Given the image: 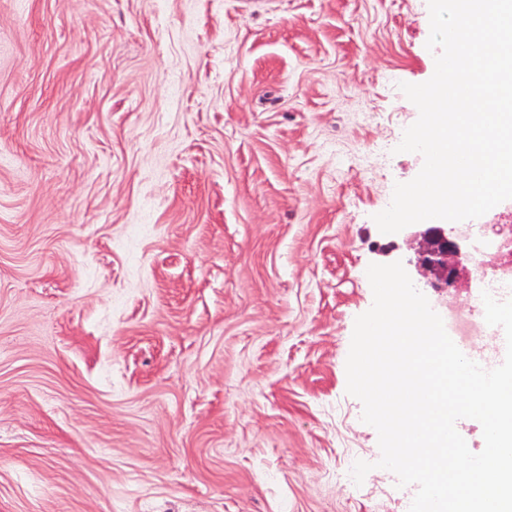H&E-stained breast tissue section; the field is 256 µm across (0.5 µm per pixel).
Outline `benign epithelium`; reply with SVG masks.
<instances>
[{
	"label": "benign epithelium",
	"mask_w": 512,
	"mask_h": 512,
	"mask_svg": "<svg viewBox=\"0 0 512 512\" xmlns=\"http://www.w3.org/2000/svg\"><path fill=\"white\" fill-rule=\"evenodd\" d=\"M418 262L433 276L434 288H456L468 277L459 244L439 226L430 227L424 234Z\"/></svg>",
	"instance_id": "benign-epithelium-1"
}]
</instances>
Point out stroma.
<instances>
[{
  "mask_svg": "<svg viewBox=\"0 0 512 512\" xmlns=\"http://www.w3.org/2000/svg\"><path fill=\"white\" fill-rule=\"evenodd\" d=\"M427 0H0V512H409L348 394ZM373 463L363 483L350 470Z\"/></svg>",
  "mask_w": 512,
  "mask_h": 512,
  "instance_id": "obj_1",
  "label": "stroma"
}]
</instances>
